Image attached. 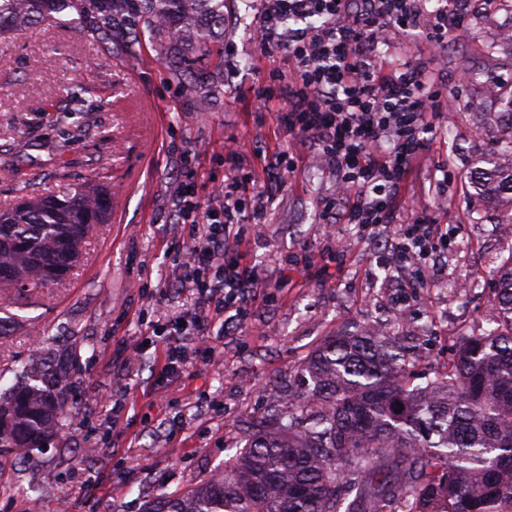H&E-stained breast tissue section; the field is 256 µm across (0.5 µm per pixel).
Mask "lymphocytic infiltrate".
Masks as SVG:
<instances>
[{
  "instance_id": "1",
  "label": "lymphocytic infiltrate",
  "mask_w": 512,
  "mask_h": 512,
  "mask_svg": "<svg viewBox=\"0 0 512 512\" xmlns=\"http://www.w3.org/2000/svg\"><path fill=\"white\" fill-rule=\"evenodd\" d=\"M258 17L264 51L290 64L287 111L277 123L290 142L313 144L336 172V188L321 207L371 234L392 229L389 267L428 257L447 242L433 206L410 207L404 223L393 222V200L417 160L427 156L441 115L438 78L427 67L389 71L378 56L389 26L439 48L465 16L442 8L419 23L420 0H263ZM249 178L200 197L180 185L174 203L180 223L199 224L203 235L184 242L176 258L183 287L197 300L182 316L151 331L162 346L160 373L173 377L203 355L199 341L214 317L243 314L261 295L264 280L241 249V224L261 223L271 191H251Z\"/></svg>"
}]
</instances>
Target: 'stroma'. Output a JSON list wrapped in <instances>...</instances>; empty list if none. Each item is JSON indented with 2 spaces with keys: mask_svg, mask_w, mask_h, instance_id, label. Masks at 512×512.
<instances>
[{
  "mask_svg": "<svg viewBox=\"0 0 512 512\" xmlns=\"http://www.w3.org/2000/svg\"><path fill=\"white\" fill-rule=\"evenodd\" d=\"M255 0H225L224 38L197 55L192 86H182L151 44L107 53L91 33L42 23L0 38V209L22 185L57 193L91 186L108 170L118 192L114 221L95 225L78 266L61 283L27 290L0 288V391L18 385L22 364L65 370L66 424L29 457L0 459V512H145L154 499L186 492L223 468L271 409H288L305 390L301 367L325 340L377 322L416 379L442 371L464 337L487 327L494 273L512 257V198H491L476 182L479 162L501 159L512 116V44L499 41L512 24V0L494 7L468 0L467 20L451 31L441 56L408 43L395 29L380 56L437 69L443 116L432 151L393 202L428 198L433 167L448 163V194L438 208L450 245L422 287L403 290L381 265L384 234L328 224L320 203L336 176L311 145L298 147V169L282 175L263 222L247 227L242 248L266 278L263 300L237 328L214 326L208 361L196 360L174 380L161 379L145 327L160 313L196 301L176 286L174 258L187 232L172 222L177 181L200 194L235 176L268 174L259 158L285 145L257 94L289 69L264 53ZM94 89L95 136L71 142L53 124L59 88ZM242 152L224 161L225 142ZM343 253L330 256L335 238ZM165 289L164 306L155 293Z\"/></svg>",
  "mask_w": 512,
  "mask_h": 512,
  "instance_id": "obj_1",
  "label": "stroma"
}]
</instances>
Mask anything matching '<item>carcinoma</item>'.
I'll list each match as a JSON object with an SVG mask.
<instances>
[{"label":"carcinoma","mask_w":512,"mask_h":512,"mask_svg":"<svg viewBox=\"0 0 512 512\" xmlns=\"http://www.w3.org/2000/svg\"><path fill=\"white\" fill-rule=\"evenodd\" d=\"M45 20L89 32L107 52L149 36L189 83L192 55L224 29V0H0V35ZM92 91L66 88L68 135L89 137ZM480 186L512 193V168L481 170ZM112 210L107 184L29 193L0 212V285L55 284L52 262L74 268ZM492 328L465 338L456 360L425 385L406 376L394 345L368 332L337 335L302 366L310 389L276 412L185 495L146 512H512V259L498 271ZM0 393V454L40 447L63 427L51 405L64 373ZM403 409H398V405Z\"/></svg>","instance_id":"obj_1"}]
</instances>
